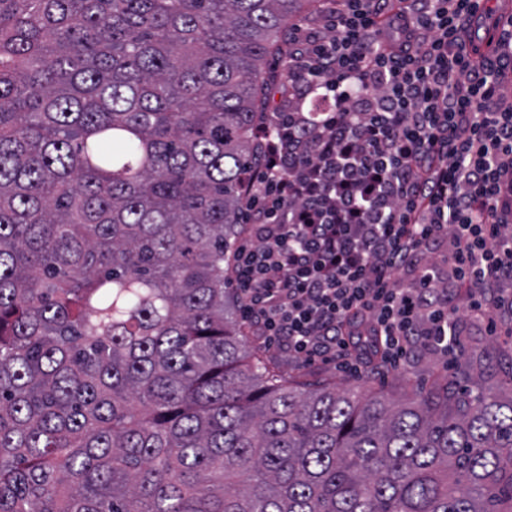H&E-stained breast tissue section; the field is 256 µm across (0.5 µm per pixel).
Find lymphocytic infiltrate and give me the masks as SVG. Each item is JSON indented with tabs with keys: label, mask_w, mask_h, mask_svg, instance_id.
<instances>
[{
	"label": "lymphocytic infiltrate",
	"mask_w": 512,
	"mask_h": 512,
	"mask_svg": "<svg viewBox=\"0 0 512 512\" xmlns=\"http://www.w3.org/2000/svg\"><path fill=\"white\" fill-rule=\"evenodd\" d=\"M299 25L255 127L229 269L243 323L349 373L512 343V30L472 0H344ZM466 318L455 315L459 296Z\"/></svg>",
	"instance_id": "lymphocytic-infiltrate-1"
}]
</instances>
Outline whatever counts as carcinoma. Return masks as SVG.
Here are the masks:
<instances>
[{
    "label": "carcinoma",
    "mask_w": 512,
    "mask_h": 512,
    "mask_svg": "<svg viewBox=\"0 0 512 512\" xmlns=\"http://www.w3.org/2000/svg\"><path fill=\"white\" fill-rule=\"evenodd\" d=\"M327 0H0V512H512V372L336 389L228 268L262 65Z\"/></svg>",
    "instance_id": "1"
}]
</instances>
